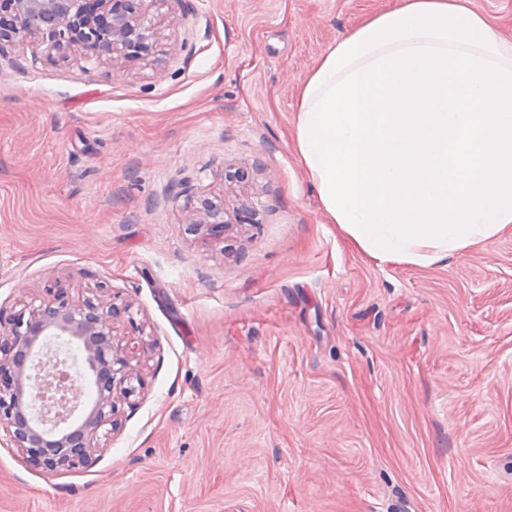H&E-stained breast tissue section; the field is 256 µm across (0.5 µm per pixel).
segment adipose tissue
Masks as SVG:
<instances>
[{"instance_id":"ef3b65f1","label":"adipose tissue","mask_w":512,"mask_h":512,"mask_svg":"<svg viewBox=\"0 0 512 512\" xmlns=\"http://www.w3.org/2000/svg\"><path fill=\"white\" fill-rule=\"evenodd\" d=\"M330 223L431 267L512 233V42L465 0H399L347 32L294 103Z\"/></svg>"}]
</instances>
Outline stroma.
I'll return each instance as SVG.
<instances>
[{"instance_id":"35a3bbf8","label":"stroma","mask_w":512,"mask_h":512,"mask_svg":"<svg viewBox=\"0 0 512 512\" xmlns=\"http://www.w3.org/2000/svg\"><path fill=\"white\" fill-rule=\"evenodd\" d=\"M396 3L154 0L146 60L0 57V309L129 302L144 378L89 467L1 445L0 512H512V234L377 262L293 142L304 80ZM182 182L248 219L190 231Z\"/></svg>"}]
</instances>
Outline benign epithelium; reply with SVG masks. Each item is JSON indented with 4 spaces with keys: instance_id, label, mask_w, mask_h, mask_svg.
Instances as JSON below:
<instances>
[{
    "instance_id": "benign-epithelium-1",
    "label": "benign epithelium",
    "mask_w": 512,
    "mask_h": 512,
    "mask_svg": "<svg viewBox=\"0 0 512 512\" xmlns=\"http://www.w3.org/2000/svg\"><path fill=\"white\" fill-rule=\"evenodd\" d=\"M146 2L0 0V55L34 35L51 59L104 58L114 66L146 59L160 35ZM180 198L195 223L224 234V204L185 188ZM125 323L135 326L132 305L73 302L60 286L46 289L37 307L25 304L7 318L0 311V444L48 474L90 466L100 429L116 427L118 404L135 406L143 386L133 351L117 338Z\"/></svg>"
}]
</instances>
